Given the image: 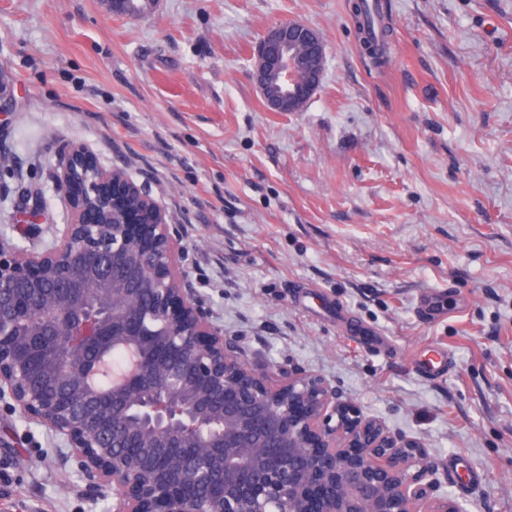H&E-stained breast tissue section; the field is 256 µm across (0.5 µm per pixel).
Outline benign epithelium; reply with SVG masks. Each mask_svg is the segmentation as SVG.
Returning a JSON list of instances; mask_svg holds the SVG:
<instances>
[{
  "label": "benign epithelium",
  "instance_id": "benign-epithelium-1",
  "mask_svg": "<svg viewBox=\"0 0 512 512\" xmlns=\"http://www.w3.org/2000/svg\"><path fill=\"white\" fill-rule=\"evenodd\" d=\"M326 57L311 28L291 20L271 27L254 53L253 75L266 108L297 112L321 84ZM57 189L69 206L55 244L24 253L0 242V312L15 323L42 311L48 275L70 287L44 324L55 343L20 337L0 319V395L66 445L88 492L110 485L112 512H462L435 495L431 461L416 439L360 415L320 376L256 363L223 335L188 287L181 249L163 206L127 169L94 160L76 144L60 157ZM110 282L140 262L142 283L121 310L88 315L80 288L90 260ZM153 295L145 304L140 293ZM120 345L130 361L96 396L109 419L95 432L78 417L80 400L35 384L54 349L64 387L87 388L102 352Z\"/></svg>",
  "mask_w": 512,
  "mask_h": 512
}]
</instances>
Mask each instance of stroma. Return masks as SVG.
<instances>
[{"label":"stroma","mask_w":512,"mask_h":512,"mask_svg":"<svg viewBox=\"0 0 512 512\" xmlns=\"http://www.w3.org/2000/svg\"><path fill=\"white\" fill-rule=\"evenodd\" d=\"M353 2L157 0L131 19L0 0V240L52 245L71 145L128 167L225 336L418 440L464 512H512V0H387L380 65ZM289 19L326 66L301 111L271 112L251 54ZM435 344L448 372L427 381L414 355ZM61 451L0 398V512H110L111 487L90 504Z\"/></svg>","instance_id":"35a3bbf8"}]
</instances>
